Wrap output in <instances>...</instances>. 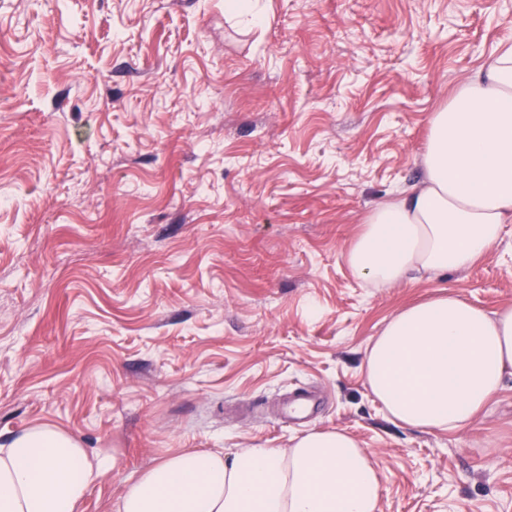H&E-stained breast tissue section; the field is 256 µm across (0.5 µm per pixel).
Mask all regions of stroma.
Listing matches in <instances>:
<instances>
[{"label": "stroma", "instance_id": "obj_1", "mask_svg": "<svg viewBox=\"0 0 512 512\" xmlns=\"http://www.w3.org/2000/svg\"><path fill=\"white\" fill-rule=\"evenodd\" d=\"M0 0V444L50 424L157 461L343 430L379 512H512V377L467 426L393 422L370 340L452 291L512 306V224L464 272L374 287L348 247L419 184L429 120L512 43V0ZM320 393L303 422L280 408ZM224 7L229 15L243 18L249 24L258 25L263 22V14L258 8L257 0H226Z\"/></svg>", "mask_w": 512, "mask_h": 512}]
</instances>
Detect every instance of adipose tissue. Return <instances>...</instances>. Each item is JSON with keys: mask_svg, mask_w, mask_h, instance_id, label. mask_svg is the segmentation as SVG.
<instances>
[{"mask_svg": "<svg viewBox=\"0 0 512 512\" xmlns=\"http://www.w3.org/2000/svg\"><path fill=\"white\" fill-rule=\"evenodd\" d=\"M424 180L378 205L346 252L359 278L394 285L412 273L462 271L512 224V46L480 66L433 114ZM367 384L395 422L456 430L512 375V307L489 314L448 292L394 314L370 344ZM113 467L89 461L69 434L43 424L0 448V512H76ZM381 475L342 430L289 447L160 460L123 493L120 512H379Z\"/></svg>", "mask_w": 512, "mask_h": 512, "instance_id": "obj_1", "label": "adipose tissue"}]
</instances>
